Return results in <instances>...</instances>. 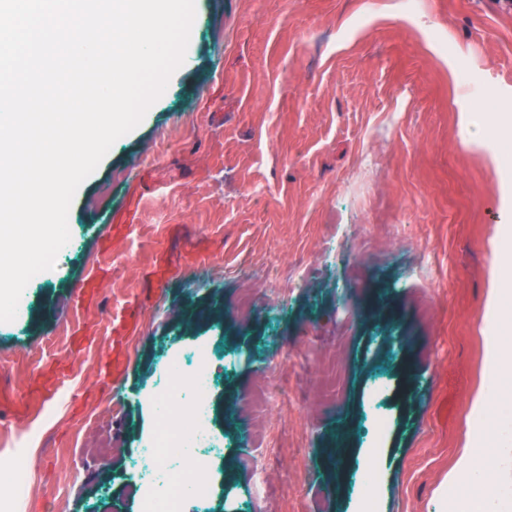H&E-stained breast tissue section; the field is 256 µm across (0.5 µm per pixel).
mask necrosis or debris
Returning a JSON list of instances; mask_svg holds the SVG:
<instances>
[{"label":"necrosis or debris","mask_w":512,"mask_h":512,"mask_svg":"<svg viewBox=\"0 0 512 512\" xmlns=\"http://www.w3.org/2000/svg\"><path fill=\"white\" fill-rule=\"evenodd\" d=\"M230 359L207 347L168 356L169 374L153 390L159 403L156 436L131 463L143 512H181L185 496L211 495V483L198 471L222 450L211 434L212 394Z\"/></svg>","instance_id":"necrosis-or-debris-1"}]
</instances>
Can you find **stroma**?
I'll use <instances>...</instances> for the list:
<instances>
[{
	"instance_id": "1",
	"label": "stroma",
	"mask_w": 512,
	"mask_h": 512,
	"mask_svg": "<svg viewBox=\"0 0 512 512\" xmlns=\"http://www.w3.org/2000/svg\"><path fill=\"white\" fill-rule=\"evenodd\" d=\"M183 65L78 189L70 257L0 323V512H142L162 355L235 352L183 512H429L484 386L512 0H195ZM466 74L456 83L449 69ZM111 436L110 455L85 446Z\"/></svg>"
}]
</instances>
